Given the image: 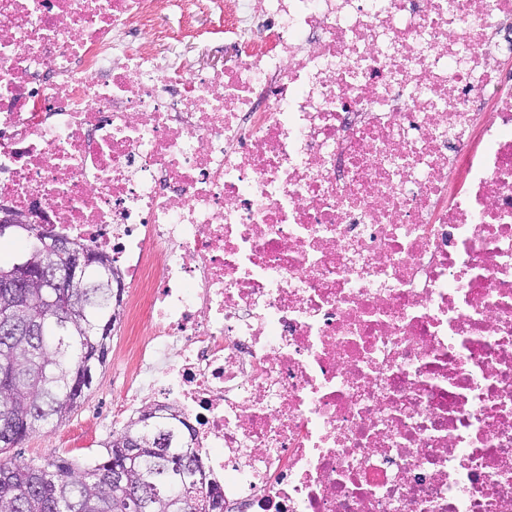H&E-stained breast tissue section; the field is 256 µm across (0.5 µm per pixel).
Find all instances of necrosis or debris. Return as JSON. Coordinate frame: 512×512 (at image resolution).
I'll return each instance as SVG.
<instances>
[{
  "instance_id": "necrosis-or-debris-1",
  "label": "necrosis or debris",
  "mask_w": 512,
  "mask_h": 512,
  "mask_svg": "<svg viewBox=\"0 0 512 512\" xmlns=\"http://www.w3.org/2000/svg\"><path fill=\"white\" fill-rule=\"evenodd\" d=\"M232 56L160 48L201 14ZM512 0H0V209L124 265L224 512H512Z\"/></svg>"
}]
</instances>
